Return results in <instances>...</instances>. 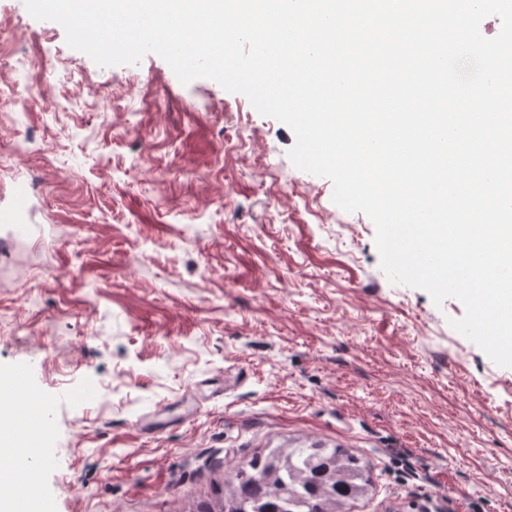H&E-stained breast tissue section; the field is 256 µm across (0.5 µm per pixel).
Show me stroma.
<instances>
[{"label":"stroma","mask_w":512,"mask_h":512,"mask_svg":"<svg viewBox=\"0 0 512 512\" xmlns=\"http://www.w3.org/2000/svg\"><path fill=\"white\" fill-rule=\"evenodd\" d=\"M0 382L22 375L52 512H193L273 448H341L345 512H512V367L455 299L392 284L293 132L158 55L98 66L0 0ZM28 140L25 152L14 143Z\"/></svg>","instance_id":"stroma-1"}]
</instances>
